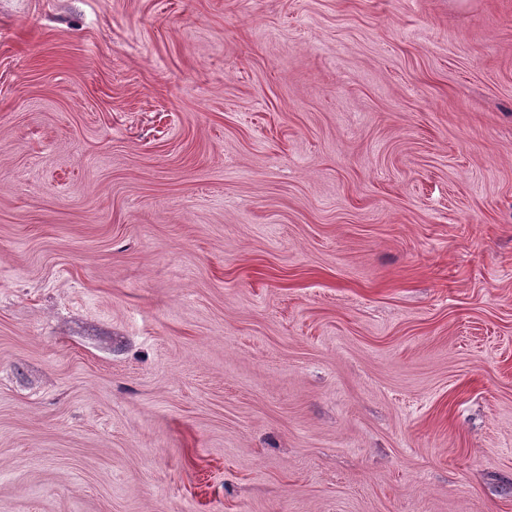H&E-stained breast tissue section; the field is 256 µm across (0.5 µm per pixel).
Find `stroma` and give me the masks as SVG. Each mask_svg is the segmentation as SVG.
<instances>
[{"mask_svg":"<svg viewBox=\"0 0 512 512\" xmlns=\"http://www.w3.org/2000/svg\"><path fill=\"white\" fill-rule=\"evenodd\" d=\"M0 512H512V0H0Z\"/></svg>","mask_w":512,"mask_h":512,"instance_id":"1","label":"stroma"}]
</instances>
